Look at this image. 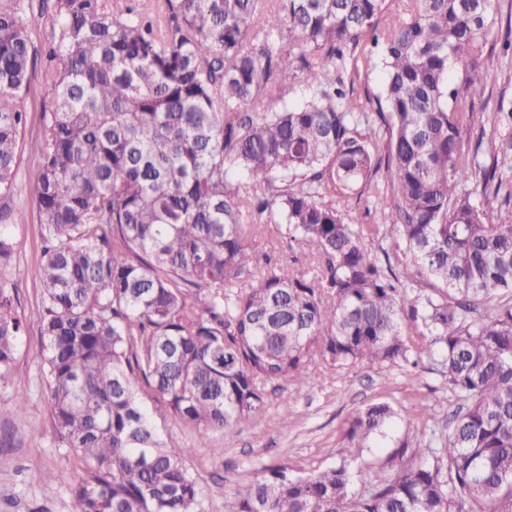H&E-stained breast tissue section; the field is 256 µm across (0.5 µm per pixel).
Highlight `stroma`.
I'll return each instance as SVG.
<instances>
[{
	"label": "stroma",
	"mask_w": 512,
	"mask_h": 512,
	"mask_svg": "<svg viewBox=\"0 0 512 512\" xmlns=\"http://www.w3.org/2000/svg\"><path fill=\"white\" fill-rule=\"evenodd\" d=\"M484 65L490 73L485 94L475 106L471 138L498 139L490 117L500 102L512 101V57L502 48L487 52ZM34 162L23 153L16 176V190L8 205L24 219L14 227L17 242L11 263L0 269V281L14 288L18 313L29 314L41 300V226L31 202L28 180ZM252 244L258 253L272 254L287 269L309 271L312 256L301 250H283L274 226L261 228ZM37 325L24 333L10 376L0 380V453L11 456L16 467L0 472V484L14 493L0 502V512H72L70 487L77 458L58 447L50 420L38 351ZM28 395L26 414H17L14 391ZM386 402L398 416L384 436L364 449L361 462L353 465V492H361L372 477L390 470L402 449L415 448L426 433L420 407H427L438 425H446L458 400L449 390L439 365L422 358L417 367L406 365H360L326 370L316 367L307 384L290 388L287 398L269 395L264 411L241 427L210 433L206 440L182 424L169 420L165 428L173 440L193 446L187 464L209 496L210 512H228L229 492L260 474L264 467L283 464L296 476H306L338 463L348 420L370 404ZM55 478L45 483L41 474Z\"/></svg>",
	"instance_id": "35a3bbf8"
}]
</instances>
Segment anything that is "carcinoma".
Here are the masks:
<instances>
[{
	"mask_svg": "<svg viewBox=\"0 0 512 512\" xmlns=\"http://www.w3.org/2000/svg\"><path fill=\"white\" fill-rule=\"evenodd\" d=\"M0 0V199L13 196L35 74V10H51L41 131L30 144L42 225L41 303L0 284V380L26 327L42 338L57 447L78 459L74 512H207L164 437L203 438L303 385L320 363L438 361L463 410L397 468L349 490L351 464L396 418L349 421L340 463L269 466L230 512H512V159L471 142L496 0ZM383 63L379 132L356 104L346 52ZM308 97L294 100L296 87ZM493 123L512 131V106ZM384 151V159L376 153ZM409 295L333 199L382 190ZM23 214L0 209V268ZM265 224L317 261L259 256ZM412 321L419 339L402 332Z\"/></svg>",
	"mask_w": 512,
	"mask_h": 512,
	"instance_id": "cac0c4a2",
	"label": "carcinoma"
}]
</instances>
